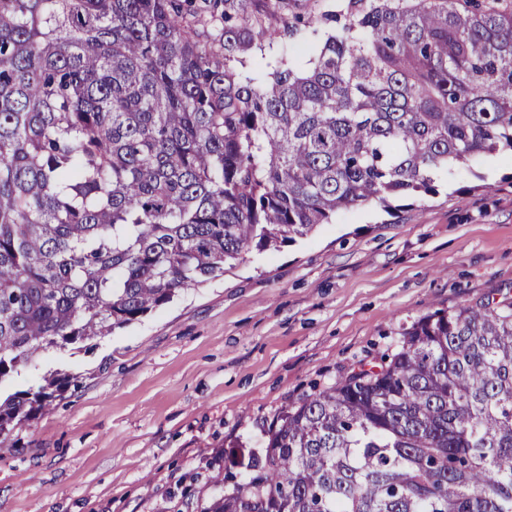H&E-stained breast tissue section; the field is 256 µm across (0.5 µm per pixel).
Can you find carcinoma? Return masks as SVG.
<instances>
[{
    "instance_id": "obj_1",
    "label": "carcinoma",
    "mask_w": 512,
    "mask_h": 512,
    "mask_svg": "<svg viewBox=\"0 0 512 512\" xmlns=\"http://www.w3.org/2000/svg\"><path fill=\"white\" fill-rule=\"evenodd\" d=\"M0 0V381L512 152V0ZM209 36L219 49H205ZM292 404L198 512H512V298ZM70 383L0 401V431ZM233 451L213 453L226 482Z\"/></svg>"
}]
</instances>
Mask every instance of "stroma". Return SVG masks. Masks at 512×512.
Returning a JSON list of instances; mask_svg holds the SVG:
<instances>
[{"label":"stroma","mask_w":512,"mask_h":512,"mask_svg":"<svg viewBox=\"0 0 512 512\" xmlns=\"http://www.w3.org/2000/svg\"><path fill=\"white\" fill-rule=\"evenodd\" d=\"M386 214L374 203L276 250H250L113 335L51 348L0 382L77 377L0 432V512H196L179 487L218 448L259 449L288 405L376 358L439 309L512 293V154Z\"/></svg>","instance_id":"1"}]
</instances>
